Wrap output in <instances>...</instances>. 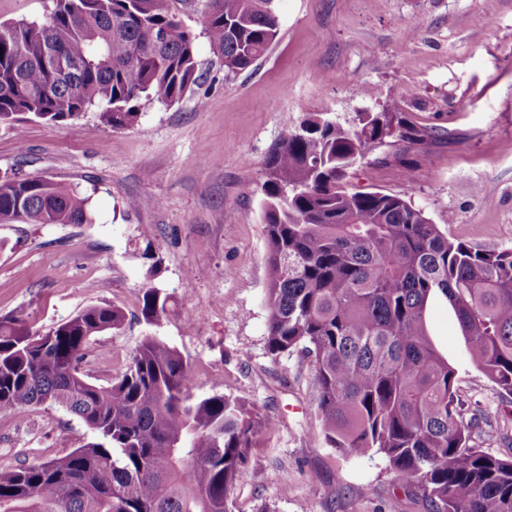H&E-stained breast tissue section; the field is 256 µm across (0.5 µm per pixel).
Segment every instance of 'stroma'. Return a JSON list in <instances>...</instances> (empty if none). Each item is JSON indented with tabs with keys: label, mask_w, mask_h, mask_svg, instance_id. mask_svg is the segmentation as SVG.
Returning <instances> with one entry per match:
<instances>
[{
	"label": "stroma",
	"mask_w": 512,
	"mask_h": 512,
	"mask_svg": "<svg viewBox=\"0 0 512 512\" xmlns=\"http://www.w3.org/2000/svg\"><path fill=\"white\" fill-rule=\"evenodd\" d=\"M171 7L196 36L201 72L181 100L144 106L125 129L92 112L0 122V176L76 186L92 213L88 224L0 223V318L42 334L87 307H119L123 326L91 336L79 364L93 381L120 375L153 336L187 362L193 398L225 394L273 418L233 512H427L381 455L332 448L298 354L267 352L265 162L309 114L396 113L420 140L375 142L353 188L411 200L448 238L512 248V0H275L276 41L231 78L204 28L209 0ZM153 264L168 313L150 326L140 289ZM427 326L459 395L489 417L477 445L512 458V403L471 362L447 301L431 303ZM92 438L57 406L0 413V470L23 449L49 460Z\"/></svg>",
	"instance_id": "1"
}]
</instances>
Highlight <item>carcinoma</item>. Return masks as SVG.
Returning <instances> with one entry per match:
<instances>
[{"mask_svg":"<svg viewBox=\"0 0 512 512\" xmlns=\"http://www.w3.org/2000/svg\"><path fill=\"white\" fill-rule=\"evenodd\" d=\"M206 32L229 77L275 41L273 0H210ZM200 79L192 32L170 0H55L42 22L0 23V121L66 123L86 112L134 125L141 101L171 104ZM391 112L350 122L314 114L267 161L263 222L267 351L298 352L317 418L343 455H381L429 512H512V460L473 440L455 370L429 337L437 293L451 304L476 366L512 396V248L451 240L411 201L355 190L350 170L393 132ZM87 224L88 197L38 177L0 176V218ZM148 270L141 316L167 314ZM89 307L42 336L0 319V412L57 405L96 440L0 470V512H231L258 428L227 395L192 398L187 364L153 336L122 374L99 384L78 369L90 337L120 328Z\"/></svg>","mask_w":512,"mask_h":512,"instance_id":"cac0c4a2","label":"carcinoma"}]
</instances>
